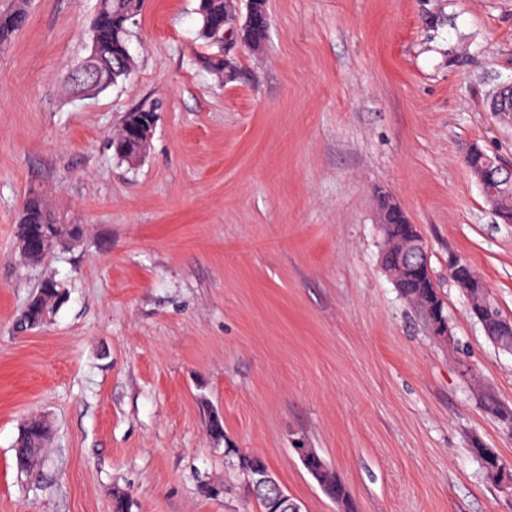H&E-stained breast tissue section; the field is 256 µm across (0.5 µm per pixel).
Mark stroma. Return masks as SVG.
I'll return each mask as SVG.
<instances>
[{"instance_id": "obj_1", "label": "stroma", "mask_w": 512, "mask_h": 512, "mask_svg": "<svg viewBox=\"0 0 512 512\" xmlns=\"http://www.w3.org/2000/svg\"><path fill=\"white\" fill-rule=\"evenodd\" d=\"M97 0H31L0 47V512H260L225 449L264 458L305 512H512L472 446L512 464V353L448 276L467 260L512 318V224L463 156L512 163L490 96L512 82V0H267L262 51L215 74L198 0H145L131 76L73 98ZM154 105L144 158L111 135ZM81 241L23 261L30 190ZM415 224L445 306L431 336L381 268L379 194ZM66 299L15 321L43 281ZM216 409L224 440L208 434ZM51 422L19 471L26 419ZM303 467L313 475L324 494L333 500L341 512H356L355 506L344 484L338 479L336 473L328 466L326 461L312 448H310Z\"/></svg>"}]
</instances>
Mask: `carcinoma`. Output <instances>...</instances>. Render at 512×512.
<instances>
[{
  "label": "carcinoma",
  "mask_w": 512,
  "mask_h": 512,
  "mask_svg": "<svg viewBox=\"0 0 512 512\" xmlns=\"http://www.w3.org/2000/svg\"><path fill=\"white\" fill-rule=\"evenodd\" d=\"M144 0H98L93 20L92 46L109 58L123 56L127 59L126 68L114 73L113 81L127 77L132 69L133 58L129 44L132 26L141 14ZM265 0H255V23L248 24L240 19L233 0H200L198 6L199 35L207 43L222 36L224 27H240L242 35L250 45L258 48L268 38L265 18ZM29 15V0H0V46L8 43L14 34L25 25ZM207 67L217 74L237 73L233 59L216 57L207 60ZM156 120L153 106L141 105L127 112L120 127L111 138L114 153L127 162H134L145 155L148 142L132 134L135 129L148 126ZM53 223V212L42 196L31 191L22 205L15 224V237L24 241L32 239L40 243L38 249H25L21 257L30 264L40 265L56 251L65 249L76 242L82 234L79 224H58L53 229L47 225ZM408 301L421 313H426L434 303L441 301L434 288H424L418 283L409 282L405 288ZM64 301V293L56 281L46 280L41 296L28 303L16 320L20 331L34 323L44 324L54 309ZM21 437L15 445L16 464L20 469L28 470L38 465L46 446L51 442V434L45 431V423L39 418L24 422L20 429ZM303 467L310 471L324 494L333 500L341 512H356L355 506L344 484L326 461L315 451L310 450Z\"/></svg>",
  "instance_id": "1"
}]
</instances>
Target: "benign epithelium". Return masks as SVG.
<instances>
[{
	"label": "benign epithelium",
	"instance_id": "benign-epithelium-1",
	"mask_svg": "<svg viewBox=\"0 0 512 512\" xmlns=\"http://www.w3.org/2000/svg\"><path fill=\"white\" fill-rule=\"evenodd\" d=\"M491 111L504 116L512 121V84H506L497 90L492 98ZM464 163L482 190L487 204L502 218V223L512 222L509 218L502 217V202L505 197H512V165L504 163L497 156H488L477 145L470 146L465 155ZM396 212L403 220L402 233L398 234V240L391 251V258H382V267L385 273L395 283L404 280H414L435 287L434 278L428 261L427 248L414 225L410 224L401 207H396ZM449 277L469 286L481 284V278L462 259L455 260L449 267ZM433 315L431 333L441 340L448 337V321L443 314V308L435 305L431 308ZM474 315L481 323L488 335H497L502 340L512 344V320L503 318L490 326L480 310L474 311ZM245 483L251 490L265 486L276 485L270 470L256 466L245 474ZM271 508L274 512H304L302 504L293 499L283 487H278V493Z\"/></svg>",
	"mask_w": 512,
	"mask_h": 512
}]
</instances>
